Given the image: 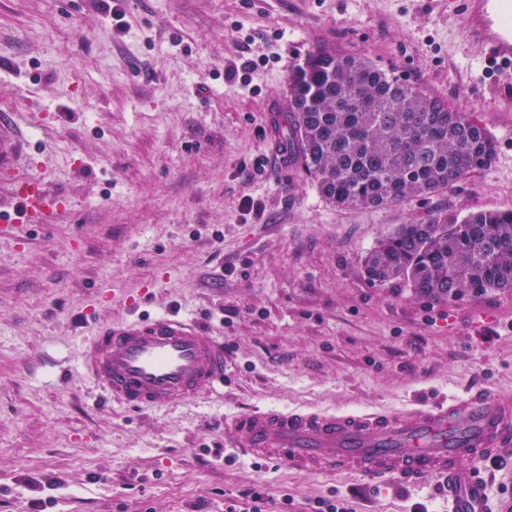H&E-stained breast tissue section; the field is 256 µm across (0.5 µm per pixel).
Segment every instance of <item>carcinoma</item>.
I'll return each instance as SVG.
<instances>
[{"mask_svg": "<svg viewBox=\"0 0 512 512\" xmlns=\"http://www.w3.org/2000/svg\"><path fill=\"white\" fill-rule=\"evenodd\" d=\"M283 135L301 170L340 210L428 198L492 165L496 143L469 114L373 63L334 49L288 78ZM369 280L402 281L432 302L512 290V210L436 212L399 224L368 253Z\"/></svg>", "mask_w": 512, "mask_h": 512, "instance_id": "1", "label": "carcinoma"}]
</instances>
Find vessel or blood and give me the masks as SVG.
Masks as SVG:
<instances>
[{
  "label": "vessel or blood",
  "mask_w": 512,
  "mask_h": 512,
  "mask_svg": "<svg viewBox=\"0 0 512 512\" xmlns=\"http://www.w3.org/2000/svg\"><path fill=\"white\" fill-rule=\"evenodd\" d=\"M485 66L512 75V0H448ZM21 139L0 118V182L13 201L0 208V236L49 224L70 209L17 162ZM81 369L106 399L130 408L165 410L220 394L228 377L224 344L196 319L149 313L101 329L82 348ZM224 437L241 455L298 472L350 473L373 486L389 480L417 487L436 482L449 512H512V496L489 500L497 465L512 462V393L469 388L424 400L407 412L329 413L262 407L224 419Z\"/></svg>",
  "instance_id": "1"
}]
</instances>
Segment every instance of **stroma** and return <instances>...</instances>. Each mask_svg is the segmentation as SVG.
I'll return each instance as SVG.
<instances>
[{"label": "stroma", "instance_id": "1", "mask_svg": "<svg viewBox=\"0 0 512 512\" xmlns=\"http://www.w3.org/2000/svg\"><path fill=\"white\" fill-rule=\"evenodd\" d=\"M0 0V113L75 205L0 238V512H448L433 484L364 488L224 445L263 405L400 411L472 385L512 391V292L432 303L363 261L399 224L512 210V107L448 0ZM124 32H116V24ZM321 47L471 113L493 164L427 199L337 210L301 170L268 172L264 114ZM253 71H243L245 61ZM147 303L123 298L147 283ZM176 309L224 341L223 398L102 403L79 345L119 316ZM41 483L35 492L30 481ZM240 500H230L226 512H268L269 498L255 487L245 488L239 491Z\"/></svg>", "mask_w": 512, "mask_h": 512}]
</instances>
